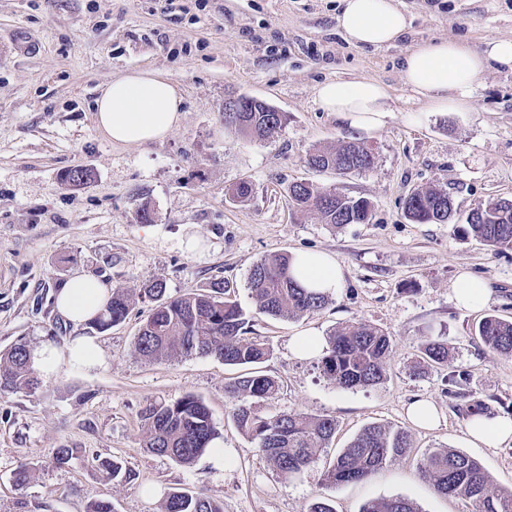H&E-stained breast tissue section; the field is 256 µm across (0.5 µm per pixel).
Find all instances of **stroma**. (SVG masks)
I'll list each match as a JSON object with an SVG mask.
<instances>
[{"instance_id":"35a3bbf8","label":"stroma","mask_w":512,"mask_h":512,"mask_svg":"<svg viewBox=\"0 0 512 512\" xmlns=\"http://www.w3.org/2000/svg\"><path fill=\"white\" fill-rule=\"evenodd\" d=\"M411 19L402 39L383 49L356 47L342 35L341 0H0V39L17 32L39 43L36 55H0V350L42 338L65 343L81 329L63 318L54 294L78 273L135 292L126 320L98 333L104 361L89 372L61 373L40 387L0 388V512H85L106 499L115 512H162L166 494L188 488L220 497L224 512H307L317 498L336 512H360L371 499L403 496L419 512H475L438 495L419 472L424 454L452 448L477 458L499 486L512 488V444L474 447L464 436L468 408L512 418V355L486 349L474 329L487 314L512 319V252L464 237L456 220L418 224L403 202L415 187L448 191L459 215L479 203L512 199V72L490 69L476 83L469 112H433L403 82L400 62L414 45L438 39L482 47L512 38V0H400ZM160 70L179 85L183 119L160 142L112 143L98 131L94 105L112 78ZM372 78L388 92L391 116L360 132L315 99L327 80ZM246 95L288 116L281 130L251 140L224 130V101ZM361 139L376 151L372 169L339 175L306 165L316 148ZM91 170L81 186L63 182ZM248 180L244 202L227 189ZM310 180L371 204L366 224L337 228L294 212L289 187ZM154 221H137L140 206ZM332 255L343 283L321 313L292 318L258 314L248 276L271 253ZM490 290L483 309L456 305L461 274ZM228 283V295L271 349L263 373L282 383L261 402L270 415L301 411L335 417L329 447L283 481L240 433L225 385L241 374L214 357L149 363L133 353L152 306L139 292L166 283L171 296ZM360 320L386 332L388 376L344 390L321 359L293 356L303 330L328 338ZM448 339L445 366L416 373L420 345ZM209 407L218 436L192 466L143 446L141 410L185 394ZM431 399L442 415L433 430L410 426L406 406ZM406 428L413 450L367 480L324 482L336 455L366 425ZM77 449L65 467L56 448ZM115 460L131 479H105ZM28 466L25 487L12 479Z\"/></svg>"}]
</instances>
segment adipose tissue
<instances>
[{
    "label": "adipose tissue",
    "instance_id": "adipose-tissue-1",
    "mask_svg": "<svg viewBox=\"0 0 512 512\" xmlns=\"http://www.w3.org/2000/svg\"><path fill=\"white\" fill-rule=\"evenodd\" d=\"M337 22L347 40L358 47L392 44L408 28L397 0H342ZM493 67L512 71V39L489 38L478 50L453 40L426 42L408 50L400 63L405 85L438 112L470 110L475 83ZM316 99L324 111L341 114L359 130L379 129L391 116L386 88L372 79L323 82ZM182 106L180 89L166 73L134 71L112 79L103 89L95 102L97 127L117 143L157 142L179 124ZM293 273L304 287L329 294L343 281L340 265L322 252H295ZM109 295V287L100 279L80 275L58 290L56 308L67 320L80 324L99 312ZM102 361L99 343L88 335L61 345L46 339L31 349L32 367L43 376L90 371ZM465 435L472 444L500 447L512 442V418L470 417Z\"/></svg>",
    "mask_w": 512,
    "mask_h": 512
}]
</instances>
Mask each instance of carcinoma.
Listing matches in <instances>:
<instances>
[{
    "label": "carcinoma",
    "instance_id": "1",
    "mask_svg": "<svg viewBox=\"0 0 512 512\" xmlns=\"http://www.w3.org/2000/svg\"><path fill=\"white\" fill-rule=\"evenodd\" d=\"M287 122L283 112L272 106H258L256 112L241 113L236 126H224L231 133L265 139ZM375 154L364 142L346 141L333 149H315L307 156L310 169L345 174L373 167ZM296 211L317 213L334 227L365 224L371 206L363 198H352L308 180L289 188ZM405 216L420 224H446L455 218L448 193L436 187L413 189L404 201ZM462 233L497 252L512 251V199H498L471 208L460 225ZM292 256L268 255L250 269L248 285L260 314L291 318L316 314L328 307L330 296L302 287L291 273ZM228 285L214 280L185 296L169 297L166 284L156 281L143 295L156 302L143 319L134 342V354L155 363L178 358L215 356L226 365L248 366L226 387L225 393L239 401L231 412L238 430L257 441L259 451L278 476L287 481L303 472L328 447L336 434V419L299 411L268 415L258 406L241 403L274 398L280 383L253 370L264 363L271 350L260 336L248 335L250 319L234 301L224 297ZM133 295L120 285L90 327L106 331L124 322ZM477 337L491 352L512 354V320L490 314L478 324ZM329 348L322 360L324 374L342 389L375 386L386 377L390 337L361 321L339 324L328 337ZM418 367L430 370L448 363V341L427 338L420 347ZM41 379L31 366L30 349L19 342L0 351V387L39 388ZM146 428L143 447L191 466L212 449L217 432L212 415L202 399L187 394L173 403H152L140 413ZM412 450L408 432L384 424L364 427L335 458L325 472V482L342 485L361 482L387 461ZM420 474L444 497H460L475 504L476 512H512V490L493 485L478 460L452 448L428 453L419 463ZM164 512H224V502L215 495L174 490L164 501ZM361 512H418L414 502L402 496L367 501Z\"/></svg>",
    "mask_w": 512,
    "mask_h": 512
}]
</instances>
